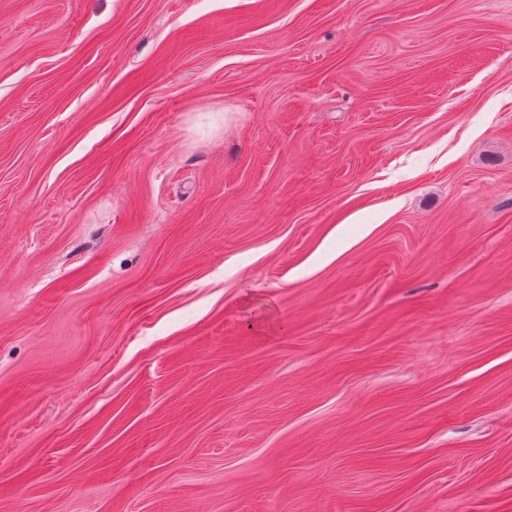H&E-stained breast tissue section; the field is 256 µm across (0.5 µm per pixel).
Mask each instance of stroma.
I'll list each match as a JSON object with an SVG mask.
<instances>
[{
	"mask_svg": "<svg viewBox=\"0 0 512 512\" xmlns=\"http://www.w3.org/2000/svg\"><path fill=\"white\" fill-rule=\"evenodd\" d=\"M0 512H512V0H0Z\"/></svg>",
	"mask_w": 512,
	"mask_h": 512,
	"instance_id": "stroma-1",
	"label": "stroma"
}]
</instances>
